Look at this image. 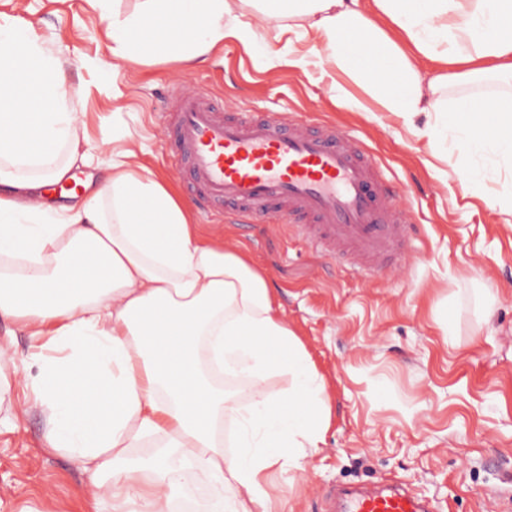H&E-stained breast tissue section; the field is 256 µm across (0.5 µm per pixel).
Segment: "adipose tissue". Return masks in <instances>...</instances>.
Instances as JSON below:
<instances>
[{"instance_id": "ef3b65f1", "label": "adipose tissue", "mask_w": 512, "mask_h": 512, "mask_svg": "<svg viewBox=\"0 0 512 512\" xmlns=\"http://www.w3.org/2000/svg\"><path fill=\"white\" fill-rule=\"evenodd\" d=\"M110 20L115 57L191 62L237 41L292 66L361 75L384 111L433 114L436 133L472 155L512 148V103L463 93L478 73L512 75V0H89ZM435 67L422 74L414 56ZM58 57L33 24H0V319L43 338L25 407L44 444L91 479L103 512H172L197 475L216 493L204 512H270L269 468L302 469L329 418L325 384L281 315L265 274L204 239L170 185L118 152L94 191L56 209L43 192L87 165L79 115ZM244 377L240 406L218 374ZM288 377L269 391V374ZM238 426L226 455L225 417ZM153 447L161 464H133Z\"/></svg>"}]
</instances>
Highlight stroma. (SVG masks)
<instances>
[{
	"instance_id": "1",
	"label": "stroma",
	"mask_w": 512,
	"mask_h": 512,
	"mask_svg": "<svg viewBox=\"0 0 512 512\" xmlns=\"http://www.w3.org/2000/svg\"><path fill=\"white\" fill-rule=\"evenodd\" d=\"M33 23L65 60L85 150L110 160L133 149L168 179L202 235L245 252L264 271L283 316L322 376L330 406L323 440L303 470L274 469L272 512H332L330 491L402 484L436 512H501L512 474V163L474 157L481 186L464 183L456 152L433 157L402 119L352 79L331 98L319 69L271 61L225 40L191 69L114 58L108 20L87 0H0V19ZM202 89L228 112H298L362 138L411 217V258L370 280L317 252L292 225L244 227L197 196L163 157L173 86ZM364 111H355L351 100ZM44 419L0 413V512H97L90 477L43 445Z\"/></svg>"
}]
</instances>
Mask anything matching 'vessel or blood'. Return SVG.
I'll use <instances>...</instances> for the list:
<instances>
[{"instance_id": "obj_1", "label": "vessel or blood", "mask_w": 512, "mask_h": 512, "mask_svg": "<svg viewBox=\"0 0 512 512\" xmlns=\"http://www.w3.org/2000/svg\"><path fill=\"white\" fill-rule=\"evenodd\" d=\"M170 103L164 129L171 165L204 198L244 223L274 209L300 217L306 237L327 255L349 257L358 275L407 259V215L393 206L394 190L364 140L331 123L309 129L298 113L227 114L208 92L181 86ZM345 512L426 509L397 489L351 496Z\"/></svg>"}]
</instances>
